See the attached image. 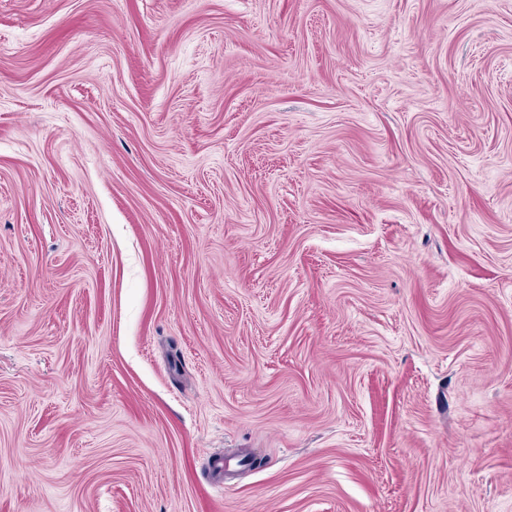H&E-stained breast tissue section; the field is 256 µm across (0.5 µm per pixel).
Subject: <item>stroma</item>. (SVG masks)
Returning a JSON list of instances; mask_svg holds the SVG:
<instances>
[{"label":"stroma","mask_w":512,"mask_h":512,"mask_svg":"<svg viewBox=\"0 0 512 512\" xmlns=\"http://www.w3.org/2000/svg\"><path fill=\"white\" fill-rule=\"evenodd\" d=\"M0 512H512V0H0Z\"/></svg>","instance_id":"1"}]
</instances>
